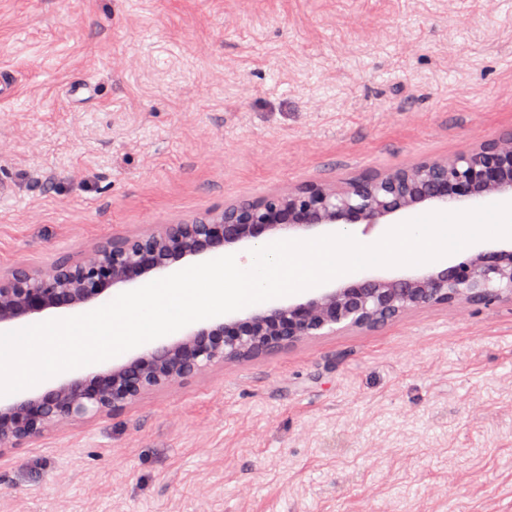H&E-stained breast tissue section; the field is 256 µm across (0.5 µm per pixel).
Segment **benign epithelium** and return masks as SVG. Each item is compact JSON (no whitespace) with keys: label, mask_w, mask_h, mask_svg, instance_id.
Wrapping results in <instances>:
<instances>
[{"label":"benign epithelium","mask_w":512,"mask_h":512,"mask_svg":"<svg viewBox=\"0 0 512 512\" xmlns=\"http://www.w3.org/2000/svg\"><path fill=\"white\" fill-rule=\"evenodd\" d=\"M509 193L512 131L449 158L355 177L339 186L306 184L257 202L228 204L191 222L164 224L155 232L114 236L84 258H63L44 271L18 265L0 277V328L106 303L120 285L147 281L184 258L220 253L265 235L335 224L373 227L420 205L449 207ZM506 297L512 299V246L463 254L420 275L364 278L305 301L217 320L103 372L0 404V451L88 415L122 411L152 389L226 360L269 356L339 328H373L413 309L486 306Z\"/></svg>","instance_id":"1"}]
</instances>
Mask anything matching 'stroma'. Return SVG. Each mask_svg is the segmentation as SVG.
Listing matches in <instances>:
<instances>
[{"label": "stroma", "mask_w": 512, "mask_h": 512, "mask_svg": "<svg viewBox=\"0 0 512 512\" xmlns=\"http://www.w3.org/2000/svg\"><path fill=\"white\" fill-rule=\"evenodd\" d=\"M0 73L4 276L512 130V0H0ZM0 512H512V301L57 427L0 452Z\"/></svg>", "instance_id": "obj_1"}]
</instances>
